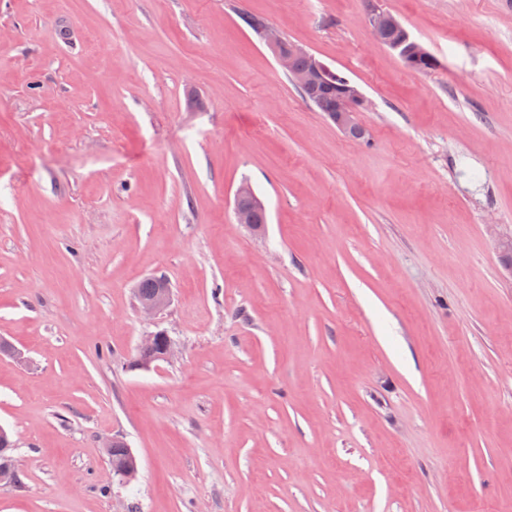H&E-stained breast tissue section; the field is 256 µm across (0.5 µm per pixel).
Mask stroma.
Here are the masks:
<instances>
[{"mask_svg": "<svg viewBox=\"0 0 512 512\" xmlns=\"http://www.w3.org/2000/svg\"><path fill=\"white\" fill-rule=\"evenodd\" d=\"M244 13L359 85L368 141ZM510 239L512 0H0V512H512ZM366 22L370 27L374 39L384 45L382 35L391 27L397 26L399 21L389 12L372 7L366 15ZM406 34L410 36L409 30L403 24L391 29L386 34V39L392 43H402L406 39ZM246 200H252L258 207L263 206L258 199H254L251 191V186L247 182H243L237 187L234 196V214L236 223L245 224L254 232H262L263 227L251 224V220L248 218L247 213L243 210V203ZM158 285L159 284L157 280L149 278L142 281L137 288V298L140 297L139 307L141 311L147 316L156 315L170 302V289L166 287H161L158 289ZM156 290L157 292L155 293ZM150 295L152 296L146 298L141 297ZM160 341H163L160 360L166 361L171 358L174 352V342L164 332H151L143 337L139 345L140 354H147L155 350ZM4 436H1L0 433V466L1 468L6 466L8 467V470L12 473V482L17 483L18 482V476L15 471V466L13 463V457L10 454L13 450V443L8 435V433L3 429ZM9 475L8 473L2 468L0 470V483H8ZM11 482V483H12ZM119 443H122V440L113 438L106 443L104 448H108L107 456L111 468L114 466V468L126 471L129 476L123 477V479L130 480L129 482H131L138 473V460L127 444L122 443L119 446L112 447V444L116 445Z\"/></svg>", "mask_w": 512, "mask_h": 512, "instance_id": "stroma-1", "label": "stroma"}]
</instances>
